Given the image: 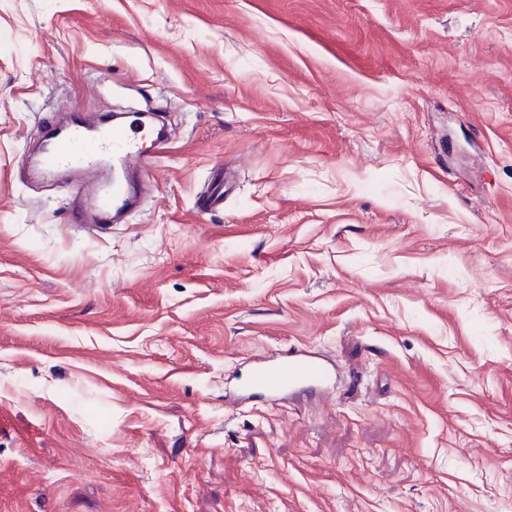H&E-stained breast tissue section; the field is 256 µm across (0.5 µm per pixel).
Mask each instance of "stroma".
<instances>
[{
    "instance_id": "1",
    "label": "stroma",
    "mask_w": 512,
    "mask_h": 512,
    "mask_svg": "<svg viewBox=\"0 0 512 512\" xmlns=\"http://www.w3.org/2000/svg\"><path fill=\"white\" fill-rule=\"evenodd\" d=\"M148 106L129 223L22 171ZM0 512H512V0H0ZM334 368L300 350L253 361L237 386L235 399L263 395L279 401L307 392H324Z\"/></svg>"
}]
</instances>
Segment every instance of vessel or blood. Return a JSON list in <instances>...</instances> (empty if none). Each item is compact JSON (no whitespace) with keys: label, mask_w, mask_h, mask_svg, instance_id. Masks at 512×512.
<instances>
[{"label":"vessel or blood","mask_w":512,"mask_h":512,"mask_svg":"<svg viewBox=\"0 0 512 512\" xmlns=\"http://www.w3.org/2000/svg\"><path fill=\"white\" fill-rule=\"evenodd\" d=\"M137 119L109 125L101 117L77 115L60 130H47L41 155L29 172L46 176L75 172L70 221L97 228L133 214L139 200L132 182L153 161L140 145ZM334 369L322 358L293 350L251 363L237 395H262L279 401L307 392L325 391Z\"/></svg>","instance_id":"b4317fda"}]
</instances>
